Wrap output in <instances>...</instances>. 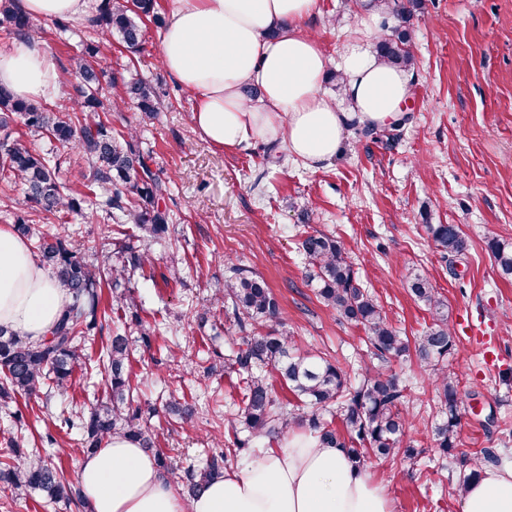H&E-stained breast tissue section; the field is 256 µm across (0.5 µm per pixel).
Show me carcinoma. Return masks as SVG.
Wrapping results in <instances>:
<instances>
[{"instance_id": "carcinoma-1", "label": "carcinoma", "mask_w": 512, "mask_h": 512, "mask_svg": "<svg viewBox=\"0 0 512 512\" xmlns=\"http://www.w3.org/2000/svg\"><path fill=\"white\" fill-rule=\"evenodd\" d=\"M14 0H0V31L7 36L26 39L34 33H46V21L33 19L13 7ZM381 14L392 21L391 35L379 45L380 56L388 63L411 69L415 60L408 48L410 22L417 0H379ZM155 0H104L97 18L90 23L94 38L84 51L71 57L74 108L56 112L41 101L15 97L0 86V172L21 189L20 212L15 222L18 235L34 244L40 263L51 270L59 287L68 295L61 317L50 334L36 343L22 340L18 334L0 325V409L17 403V397L50 398L68 391L76 369L89 374L81 359V341L103 328L98 288L103 275L110 276L112 299L129 313L128 327L135 328L143 342L149 340V328L138 314L133 291L124 286L130 275L152 264L147 239H162L169 230L170 211L160 206L169 194L168 182L154 173L148 164L136 130L112 132V113L128 100L136 103L145 116L158 112L155 88L145 79L110 77L107 58L100 43L117 38L128 51L137 52L143 42L142 23L158 19ZM22 120L27 129L61 146L75 149L87 164V182L71 188L59 176L60 162L53 149L42 153L32 149L12 124ZM61 212L85 223L101 220L100 257L89 262L75 250L60 225L55 233H46L42 224ZM132 224L139 233L128 234L121 227ZM427 232L441 252L457 257L467 250V241L453 224H428ZM123 239L116 241L114 235ZM118 247L121 265L110 264L112 247ZM310 270L306 277L315 284L317 295L345 321L362 326L367 339L382 360L400 357L415 350L417 358L432 367L440 395L443 418L431 427L434 447L445 457L456 450L458 427L459 375L448 366L455 349V336L448 326V305L424 277L411 281L414 299L423 303L433 316V324L414 344L392 328L382 308L355 276L344 247L333 237L310 234L301 242ZM488 247L500 275L512 277V246L492 240ZM224 305L237 319L241 346L229 368L245 383L243 406L238 424L253 437L283 439L293 425H307L330 444L344 448L358 465L375 458L381 462L400 456L415 459L421 448L401 446L402 437L413 422L402 414L405 388L399 377L383 368L370 367L361 381L348 383L338 363L325 352H301L284 329L280 307L265 280L248 270L230 267L224 283ZM278 328L261 332L264 324ZM130 357L127 334L117 333L100 351L97 366L107 377L106 399L75 418L60 414V428L80 427L84 433L82 453H93L115 435L137 440L152 453L159 468L171 471V465L155 451V436L140 423V408L135 405L133 388L126 373ZM275 370L302 407L290 410L276 403L271 387L260 368ZM340 406V417L347 433L342 440L324 414ZM166 415L180 423L190 420L193 407L172 395L164 404ZM244 445L221 448L211 453L204 465L189 468L182 477L187 495L200 493L206 483L226 468L229 458L240 454ZM12 460L0 461V484L17 495L37 493L52 502H86L78 484L67 480L49 458L38 452H26L17 446Z\"/></svg>"}]
</instances>
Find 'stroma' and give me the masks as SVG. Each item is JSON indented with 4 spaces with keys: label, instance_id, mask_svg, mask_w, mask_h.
<instances>
[{
    "label": "stroma",
    "instance_id": "obj_1",
    "mask_svg": "<svg viewBox=\"0 0 512 512\" xmlns=\"http://www.w3.org/2000/svg\"><path fill=\"white\" fill-rule=\"evenodd\" d=\"M175 0H157V19L145 22L141 50L104 43L114 72L135 66L159 95L149 118L135 104L112 115L115 130L138 129L151 168L169 182L164 204L172 215L165 239L150 242L153 262L134 273L141 317L150 343L135 342L130 354L132 385L142 425L173 467L202 465L215 448H230L242 396L236 376L205 377L215 353L231 355L240 335L222 302L228 268L262 276L277 299L297 347L337 359L351 383L365 366L383 364L407 387V410L416 429L405 438L420 448L418 462L371 461L394 512H461L451 490L462 472L442 458L431 425L440 420L430 370L415 354L378 361L360 326L339 320L316 297L305 278L302 239L321 232L343 245L360 284L384 307L389 323L416 338L432 322L408 288L414 274L428 278L448 305L456 333L453 366L461 375L457 456L492 449L500 465H512V279L500 276L489 240L512 243V0H419L411 21L416 63L407 75V119L397 138H366L350 129L339 156L318 170L283 158L276 143L220 149L201 140L191 121L192 98L162 67L161 36ZM363 0H319L302 32L316 36L328 58L325 92L339 96L337 66L357 40L378 44L380 24L364 28ZM44 38L55 65L58 92L47 104L73 107L74 76L68 60L85 40L84 22ZM429 224H453L468 243L465 255L448 262L427 234ZM179 280L169 277L171 265ZM481 325L484 341L462 330ZM195 407L190 423L177 424L162 405L169 393ZM103 376L75 373L65 399L19 398L16 412L0 411V461L10 440L53 458L74 479L82 457V433H59L55 445L41 437L61 410L80 411L105 398Z\"/></svg>",
    "mask_w": 512,
    "mask_h": 512
}]
</instances>
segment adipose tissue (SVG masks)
<instances>
[{"label":"adipose tissue","instance_id":"ef3b65f1","mask_svg":"<svg viewBox=\"0 0 512 512\" xmlns=\"http://www.w3.org/2000/svg\"><path fill=\"white\" fill-rule=\"evenodd\" d=\"M319 0H177L162 34L165 70L194 99L195 133L220 148L261 140L285 145L309 169L340 152L351 121L399 122L407 73L366 48L346 56L341 95L321 88L327 56L300 31ZM37 18L90 21L93 0H15ZM0 85L22 99L57 93V74L39 39L0 51ZM259 92L248 99L246 89ZM67 297L26 240L0 226V324L37 342L48 336ZM76 479L90 512H393L385 486L336 446L307 434L261 448L183 498L137 442L115 436L83 456ZM462 512H512V467H483L462 495Z\"/></svg>","mask_w":512,"mask_h":512}]
</instances>
